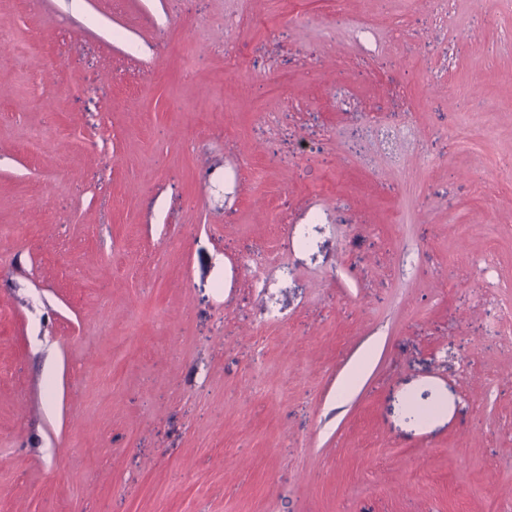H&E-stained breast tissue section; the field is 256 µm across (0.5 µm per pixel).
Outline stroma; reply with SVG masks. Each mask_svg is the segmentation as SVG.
Returning <instances> with one entry per match:
<instances>
[{"mask_svg":"<svg viewBox=\"0 0 512 512\" xmlns=\"http://www.w3.org/2000/svg\"><path fill=\"white\" fill-rule=\"evenodd\" d=\"M510 162L512 0H0V512H512Z\"/></svg>","mask_w":512,"mask_h":512,"instance_id":"35a3bbf8","label":"stroma"}]
</instances>
